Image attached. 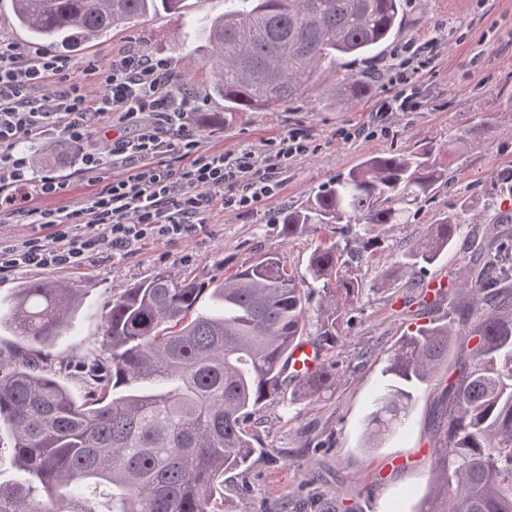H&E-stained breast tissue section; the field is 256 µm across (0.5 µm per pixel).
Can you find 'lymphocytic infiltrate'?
Here are the masks:
<instances>
[{
	"label": "lymphocytic infiltrate",
	"instance_id": "1",
	"mask_svg": "<svg viewBox=\"0 0 512 512\" xmlns=\"http://www.w3.org/2000/svg\"><path fill=\"white\" fill-rule=\"evenodd\" d=\"M76 65L30 51L0 32V224H29V238L0 241V274L29 266L74 268L106 253L120 258L142 241L191 238L202 216L253 211L273 197L289 159L311 153L307 136L288 131L265 147L221 151L190 129L200 101L175 93L170 61L141 51L85 67L98 94L73 79ZM73 142L96 134L104 146L81 157L92 186L68 205V181L34 173L25 144L53 133ZM59 200L56 208L46 207Z\"/></svg>",
	"mask_w": 512,
	"mask_h": 512
}]
</instances>
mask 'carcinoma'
<instances>
[{"mask_svg": "<svg viewBox=\"0 0 512 512\" xmlns=\"http://www.w3.org/2000/svg\"><path fill=\"white\" fill-rule=\"evenodd\" d=\"M185 0H11L17 27L50 50L76 48ZM197 25L208 50L210 94L229 109L269 111L314 85L344 56L371 57L401 24L402 0H225ZM346 76L325 101L347 108L372 97ZM489 128L409 153L367 156L304 207L280 216L291 240L336 225L345 244L315 247L303 274L276 252L206 288L160 270L113 299L102 358L79 403L31 358L0 351V430L12 438L22 484L0 485V512H216L224 473L254 452L250 421L282 392L290 348L309 335L324 348L344 340V317L362 294L348 267L375 239L359 229L409 224L448 187L444 155ZM47 142L40 160L77 158ZM465 220L444 212L410 243L384 281L465 245ZM458 321L429 322L392 348L389 380L367 418L364 447L378 448L402 423L422 385L440 390L433 417V487L417 512H512V230L503 228L471 280L455 288ZM207 295L209 308L198 309ZM81 294L62 282L21 281L0 302V328L50 347L71 326ZM458 349L456 359L450 352ZM300 400L341 381L324 362L295 377Z\"/></svg>", "mask_w": 512, "mask_h": 512, "instance_id": "1", "label": "carcinoma"}]
</instances>
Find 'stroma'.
Returning <instances> with one entry per match:
<instances>
[{"mask_svg":"<svg viewBox=\"0 0 512 512\" xmlns=\"http://www.w3.org/2000/svg\"><path fill=\"white\" fill-rule=\"evenodd\" d=\"M224 0H185L183 14L158 12L128 29L113 30L73 53L78 66L105 65L130 50L171 61L178 87L196 94L202 107L189 118L205 147L238 150L258 147L286 131H304L314 153L294 158L280 175L279 193L260 210H214L185 241H149L125 257L107 255L71 269L22 268L0 274V299L21 281H60L80 289L83 302L66 336L41 352L39 367L53 374L77 400L86 389L82 365L100 353L106 307L126 288L161 270L207 282L228 276L261 254H283L290 269L304 272L310 252L335 237L328 226L287 241L278 221L285 208L306 205L336 175L370 155L442 146L470 127L485 124L489 134L446 157L449 186L415 215L412 223L381 233L377 244L353 266L364 291L345 325V340L325 350L343 377L331 396L290 402L296 382L266 402L250 424L255 451L244 468L225 474L216 512H278L282 502L294 512H416L432 478L428 450L433 442L432 413L439 395L421 388L405 420L381 447L362 445L365 421L387 378L389 350L419 321L444 323L447 304L424 306L414 281L443 286L470 279L476 259L486 255L502 216H512V193L498 178L512 170V0H403L397 35L372 59L346 57L337 75L372 79L376 97L348 109L327 108L319 90L273 111L228 112L211 96L205 49L189 25L190 17H214ZM408 60L416 108L386 119L378 102L397 92L396 58ZM384 122L387 132L372 140L345 139V132ZM469 203L477 223L466 225L468 248L454 249L415 274L381 282L410 241L420 237L438 213L457 212Z\"/></svg>","mask_w":512,"mask_h":512,"instance_id":"1","label":"stroma"}]
</instances>
